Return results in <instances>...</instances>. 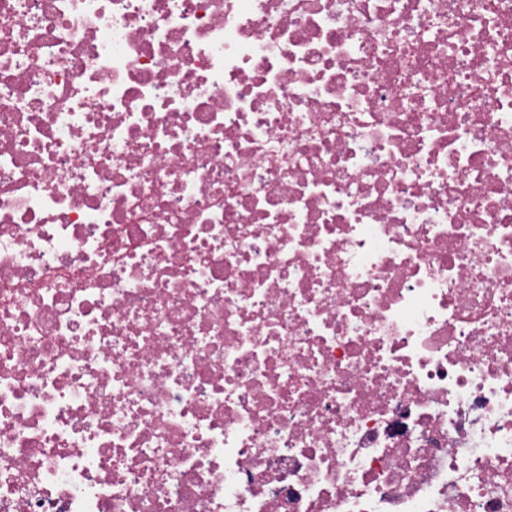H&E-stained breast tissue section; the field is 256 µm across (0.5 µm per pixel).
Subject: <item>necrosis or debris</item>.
Here are the masks:
<instances>
[{
	"mask_svg": "<svg viewBox=\"0 0 512 512\" xmlns=\"http://www.w3.org/2000/svg\"><path fill=\"white\" fill-rule=\"evenodd\" d=\"M0 512H512V0H0Z\"/></svg>",
	"mask_w": 512,
	"mask_h": 512,
	"instance_id": "4bbe7bcc",
	"label": "necrosis or debris"
}]
</instances>
